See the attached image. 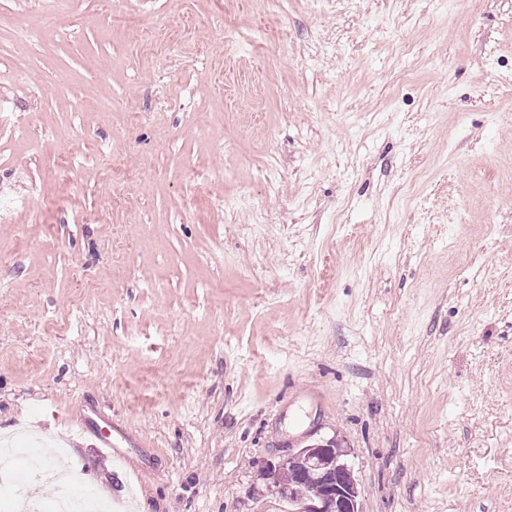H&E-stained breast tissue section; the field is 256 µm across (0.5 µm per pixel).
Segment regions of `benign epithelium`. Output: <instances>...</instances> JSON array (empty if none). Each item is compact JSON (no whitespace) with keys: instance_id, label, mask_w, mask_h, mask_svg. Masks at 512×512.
Instances as JSON below:
<instances>
[{"instance_id":"obj_1","label":"benign epithelium","mask_w":512,"mask_h":512,"mask_svg":"<svg viewBox=\"0 0 512 512\" xmlns=\"http://www.w3.org/2000/svg\"><path fill=\"white\" fill-rule=\"evenodd\" d=\"M336 447V440H322L301 448L287 449L261 467L259 475L281 499L298 506V512H360L358 489L352 471ZM315 469V478L322 493L305 499H296L301 478L294 467L301 463Z\"/></svg>"}]
</instances>
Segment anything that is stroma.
I'll return each instance as SVG.
<instances>
[{
	"label": "stroma",
	"instance_id": "35a3bbf8",
	"mask_svg": "<svg viewBox=\"0 0 512 512\" xmlns=\"http://www.w3.org/2000/svg\"><path fill=\"white\" fill-rule=\"evenodd\" d=\"M0 96L20 470L283 512L334 437L361 512H512V0H0Z\"/></svg>",
	"mask_w": 512,
	"mask_h": 512
}]
</instances>
